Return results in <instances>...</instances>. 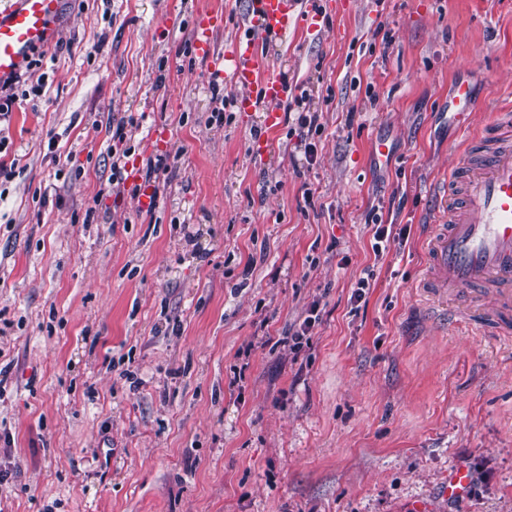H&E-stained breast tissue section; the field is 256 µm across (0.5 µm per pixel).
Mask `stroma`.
Listing matches in <instances>:
<instances>
[{"label":"stroma","instance_id":"35a3bbf8","mask_svg":"<svg viewBox=\"0 0 512 512\" xmlns=\"http://www.w3.org/2000/svg\"><path fill=\"white\" fill-rule=\"evenodd\" d=\"M247 8L64 0L45 94L0 127V512H512V353L452 314L485 302L420 288L449 174L512 110V0H305L317 27L257 38L320 115L310 160L263 110L209 120ZM115 151L168 154L155 211L110 191ZM378 224L407 242L375 255ZM222 22V16L215 13L203 12L197 16L193 28V44L199 55L211 54L214 32ZM475 99L465 82H457L455 92L448 101V113L457 117L469 115L475 107ZM472 477L465 467H457L448 478L445 496L448 500L463 496L471 484Z\"/></svg>","mask_w":512,"mask_h":512}]
</instances>
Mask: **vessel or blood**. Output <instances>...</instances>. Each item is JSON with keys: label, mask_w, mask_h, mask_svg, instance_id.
<instances>
[{"label": "vessel or blood", "mask_w": 512, "mask_h": 512, "mask_svg": "<svg viewBox=\"0 0 512 512\" xmlns=\"http://www.w3.org/2000/svg\"><path fill=\"white\" fill-rule=\"evenodd\" d=\"M63 0H7L0 6V80L18 72L32 54L47 47L62 15ZM299 0H249L250 30L260 36L285 34L301 20ZM221 16H197L193 44L199 55L211 53ZM211 78L257 90L266 110L265 124L275 128L276 109L291 92L286 79L276 74L271 59L248 45H235ZM475 99L468 84L460 82L448 101V111L470 114ZM428 267L422 288L459 294L483 286L496 304L512 301V113H500L485 130L472 152L448 183L445 220L436 225L428 242ZM472 477L458 467L448 478L445 494L463 496Z\"/></svg>", "instance_id": "vessel-or-blood-1"}]
</instances>
